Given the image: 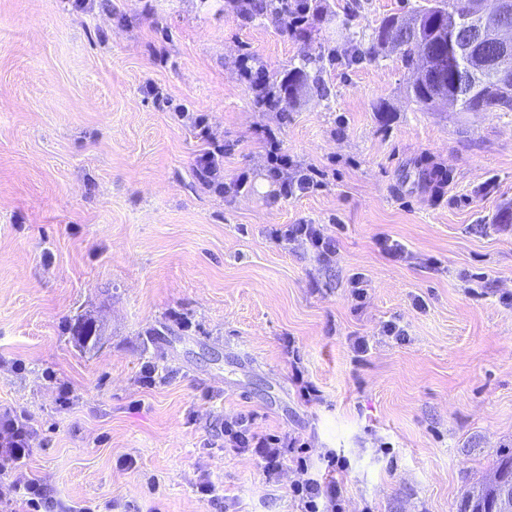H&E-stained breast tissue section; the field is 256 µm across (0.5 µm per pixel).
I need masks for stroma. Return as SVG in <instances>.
Listing matches in <instances>:
<instances>
[{"instance_id":"stroma-1","label":"stroma","mask_w":512,"mask_h":512,"mask_svg":"<svg viewBox=\"0 0 512 512\" xmlns=\"http://www.w3.org/2000/svg\"><path fill=\"white\" fill-rule=\"evenodd\" d=\"M426 4L308 0L287 31L228 0H0V411L37 422L27 468L56 496L294 512L296 471L270 483L220 449L240 413L303 436L315 473L326 450L346 459V512H458L492 478L512 449V224L497 221L512 206V112L421 109L396 54L352 58L385 16ZM248 53L277 83L305 66L297 101L257 111L237 68ZM263 124L324 171L322 188L277 196ZM211 136L225 178L248 172L240 193L199 182ZM302 221L336 236L334 257L267 235ZM79 318L100 345L73 335ZM388 321L403 339L381 335ZM289 341L322 401L301 399ZM204 473L218 500L199 498Z\"/></svg>"}]
</instances>
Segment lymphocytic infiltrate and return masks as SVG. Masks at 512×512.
<instances>
[{"instance_id": "obj_1", "label": "lymphocytic infiltrate", "mask_w": 512, "mask_h": 512, "mask_svg": "<svg viewBox=\"0 0 512 512\" xmlns=\"http://www.w3.org/2000/svg\"><path fill=\"white\" fill-rule=\"evenodd\" d=\"M265 169L277 186L278 195L297 197L316 191L323 184L324 173L313 166L294 165L280 147L272 130L263 134ZM224 147L211 143L202 154L196 175L200 182L221 195L240 192L249 182L248 173L235 180L225 181L221 174ZM269 235L278 245L311 247L320 256L336 252V240L326 235L317 224H281L271 228ZM38 429L33 419L21 409L0 413V512H93L91 505L64 502L49 497L46 487L27 476V461L34 448ZM224 447L235 453H252L263 465L266 480L274 481L284 466L291 465L300 473L292 487V497L298 512H345V499L338 483L324 484L318 476L310 475L307 445L299 436L289 433L262 434L254 427V418L238 414L225 418L221 430Z\"/></svg>"}]
</instances>
